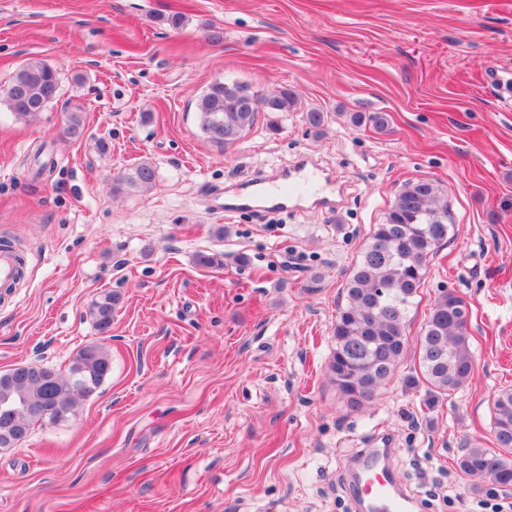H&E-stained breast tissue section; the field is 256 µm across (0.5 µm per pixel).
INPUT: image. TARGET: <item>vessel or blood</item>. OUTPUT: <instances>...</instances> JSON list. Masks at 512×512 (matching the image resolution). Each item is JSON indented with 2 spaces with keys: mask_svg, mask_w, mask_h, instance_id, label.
Wrapping results in <instances>:
<instances>
[{
  "mask_svg": "<svg viewBox=\"0 0 512 512\" xmlns=\"http://www.w3.org/2000/svg\"><path fill=\"white\" fill-rule=\"evenodd\" d=\"M324 176L309 158L275 177L258 176L238 188L229 200H216V207L234 212L260 206L268 211L287 208L292 202H312L314 207L332 209L336 201L323 188ZM357 493L363 512H411V498L399 488L398 478L383 448L370 449L359 457Z\"/></svg>",
  "mask_w": 512,
  "mask_h": 512,
  "instance_id": "1",
  "label": "vessel or blood"
}]
</instances>
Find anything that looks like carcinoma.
<instances>
[{"label": "carcinoma", "instance_id": "obj_1", "mask_svg": "<svg viewBox=\"0 0 512 512\" xmlns=\"http://www.w3.org/2000/svg\"><path fill=\"white\" fill-rule=\"evenodd\" d=\"M3 94L21 118H32L59 94L56 69L39 60L19 66ZM250 85L216 80L200 96V130L211 142L233 144L253 128L258 111L242 104ZM298 102L295 90L280 89L267 100L265 112H289ZM352 123L387 127L383 112L350 116ZM130 187L147 191L155 183V169L143 162L122 177ZM437 183L416 179L405 184L381 223L373 225L369 242L347 278L346 302L338 307L332 327L335 346L327 372L346 409L358 413L372 403L392 379L404 358L409 340L405 320L423 288L430 255L447 238L448 203L441 201ZM119 295L106 292L93 301L90 314L102 334L112 330V312ZM470 314L452 289L435 298L424 328L417 337L421 374L437 394L456 391L473 375ZM112 371V358L103 345L82 348L67 371L40 364L21 365L0 373V449L17 448L41 418L32 410L48 402L56 423L76 416L79 401L92 395ZM492 430L496 453L473 446L457 459L458 470L495 485H512V388L500 390L494 401Z\"/></svg>", "mask_w": 512, "mask_h": 512}]
</instances>
